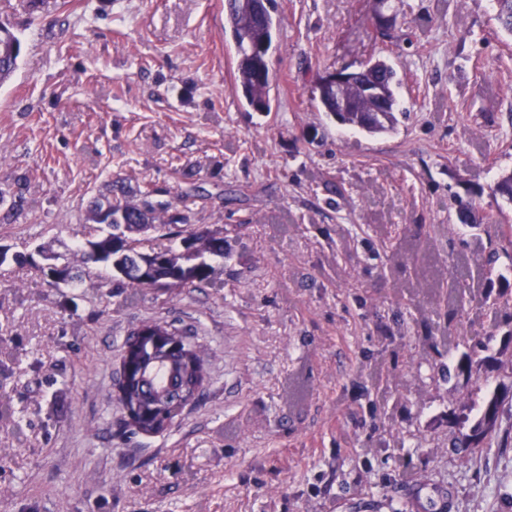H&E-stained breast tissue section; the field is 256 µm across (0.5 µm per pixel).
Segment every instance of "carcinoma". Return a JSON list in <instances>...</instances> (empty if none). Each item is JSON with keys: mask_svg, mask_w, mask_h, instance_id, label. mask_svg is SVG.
<instances>
[{"mask_svg": "<svg viewBox=\"0 0 512 512\" xmlns=\"http://www.w3.org/2000/svg\"><path fill=\"white\" fill-rule=\"evenodd\" d=\"M496 19L500 27L512 35V0H496ZM224 12L234 37L237 67L236 81L251 107L264 103L262 111L270 110L269 92L272 75L266 74L261 81L258 75L267 69L265 59L249 51V42L264 35L273 41L274 20L271 11L263 8L252 26L243 24L240 0H224ZM21 55V42L7 25L0 24V84L8 80L18 67ZM374 82L379 86L380 95L368 98L363 88ZM396 72L382 61H377L352 74L351 79L339 89V99L346 102L344 112L336 111V98H323L320 104L339 124L356 127L368 133H383L391 130L395 123L397 108L395 94ZM382 109L373 121L366 122V115L373 109ZM493 193L512 202V170L499 175ZM170 205L154 206L144 200L135 203L127 198H112V187L99 193L84 217V223L96 224L97 234L91 245L100 249L99 253L81 250L85 262L107 263L116 274L112 275V287L135 291L159 285L164 289L181 288L188 283H208L214 272L210 263L213 258L225 255L224 237L208 229L189 226V216L180 213L169 214ZM152 228L166 229L168 234L183 241H192L186 251L176 249L144 250V237ZM485 304L492 318L512 321V292L504 288L487 294ZM489 350V344L479 342L468 346L457 363L442 368L438 380L447 383L454 378H471L483 369L498 370L504 381L482 402L473 403L469 410L477 411V420L470 432L462 433L452 442L454 448H488L493 444L506 448L512 444V435L501 428V418L505 409L512 410V355L503 360L493 355L481 357L478 352ZM207 361L204 348L196 343L180 346L176 351L162 353L141 360L138 370L140 379L120 388L117 396L123 410L130 411L124 420L125 427L133 433L154 434L162 429L164 422L174 424L175 417L167 409L170 389L167 379L175 381V386L193 393L207 381ZM0 420L11 421L15 411L7 400L5 391L9 373L0 368Z\"/></svg>", "mask_w": 512, "mask_h": 512, "instance_id": "cac0c4a2", "label": "carcinoma"}]
</instances>
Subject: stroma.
I'll return each instance as SVG.
<instances>
[{"instance_id": "stroma-1", "label": "stroma", "mask_w": 512, "mask_h": 512, "mask_svg": "<svg viewBox=\"0 0 512 512\" xmlns=\"http://www.w3.org/2000/svg\"><path fill=\"white\" fill-rule=\"evenodd\" d=\"M0 0L22 43L0 84V360L18 423H0V512H512V447L461 459L433 387L458 337H492L489 264L512 204V35L495 0H278L270 109L250 107L224 0ZM382 59L398 72L394 130L323 112L328 72ZM151 202L185 196L222 232L214 281L113 290L83 263L82 218L111 182ZM473 201L469 218L459 204ZM73 282L50 287L46 255ZM469 302L452 318L446 282ZM156 319L209 349L203 398L166 432L123 427L115 380L129 331ZM405 332V345L387 332ZM443 336L436 352L417 341ZM388 380L370 415L362 373Z\"/></svg>"}]
</instances>
